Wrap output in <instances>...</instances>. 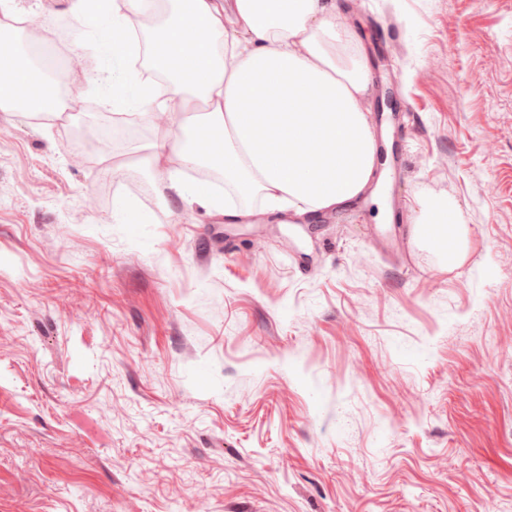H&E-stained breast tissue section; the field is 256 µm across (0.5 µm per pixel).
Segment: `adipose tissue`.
Returning a JSON list of instances; mask_svg holds the SVG:
<instances>
[{
  "label": "adipose tissue",
  "mask_w": 512,
  "mask_h": 512,
  "mask_svg": "<svg viewBox=\"0 0 512 512\" xmlns=\"http://www.w3.org/2000/svg\"><path fill=\"white\" fill-rule=\"evenodd\" d=\"M102 52L126 68L98 72L113 106H140L153 133L137 165L163 174L161 192L192 199L228 221L261 206L303 214L360 198L376 172L368 73L336 0H70ZM44 25H0V108L50 109L54 86L28 53ZM224 174L231 196L188 182L186 169ZM449 267L468 232L453 201L435 199L418 227Z\"/></svg>",
  "instance_id": "ef3b65f1"
}]
</instances>
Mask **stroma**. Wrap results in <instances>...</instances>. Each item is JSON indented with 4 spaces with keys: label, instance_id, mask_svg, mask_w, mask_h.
<instances>
[{
    "label": "stroma",
    "instance_id": "1",
    "mask_svg": "<svg viewBox=\"0 0 512 512\" xmlns=\"http://www.w3.org/2000/svg\"><path fill=\"white\" fill-rule=\"evenodd\" d=\"M342 2L407 132L313 224L109 176L151 131L101 136L92 74L75 119L0 111V512H512V0ZM418 237L442 245L443 256L448 269L462 263L468 246V232L458 224L456 205L448 199H433L426 207L418 227Z\"/></svg>",
    "mask_w": 512,
    "mask_h": 512
}]
</instances>
